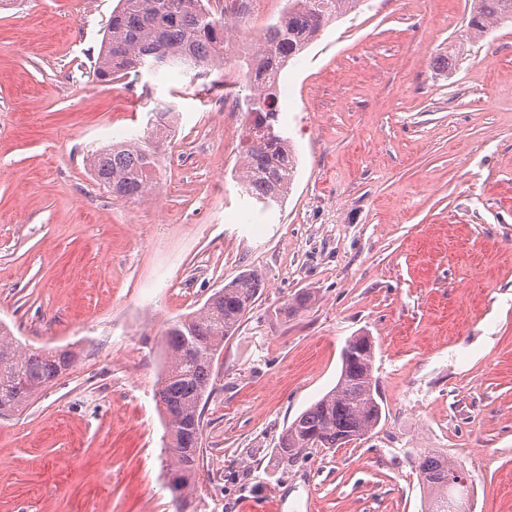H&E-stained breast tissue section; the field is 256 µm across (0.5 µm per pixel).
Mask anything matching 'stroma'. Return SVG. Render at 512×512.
I'll list each match as a JSON object with an SVG mask.
<instances>
[{
	"label": "stroma",
	"instance_id": "stroma-1",
	"mask_svg": "<svg viewBox=\"0 0 512 512\" xmlns=\"http://www.w3.org/2000/svg\"><path fill=\"white\" fill-rule=\"evenodd\" d=\"M118 0H0V322L69 371L0 419V512H175L154 389L164 329L245 271L266 286L214 363L199 512H421L412 458L446 451L472 512H512V26L470 0H367L279 79L297 154L280 207L240 195L243 86L94 75ZM178 125L153 188L118 199L88 158ZM311 304L289 319L294 294ZM372 337L385 415L290 464L285 429ZM467 23L470 38L480 39L496 25L512 24V0H471Z\"/></svg>",
	"mask_w": 512,
	"mask_h": 512
}]
</instances>
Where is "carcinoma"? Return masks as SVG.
I'll return each mask as SVG.
<instances>
[{
    "label": "carcinoma",
    "instance_id": "cac0c4a2",
    "mask_svg": "<svg viewBox=\"0 0 512 512\" xmlns=\"http://www.w3.org/2000/svg\"><path fill=\"white\" fill-rule=\"evenodd\" d=\"M210 0H119L102 40L95 73L110 82L145 69L153 74L209 72L224 64V52L238 18L208 9ZM363 0H288L287 7L260 34L245 59L251 88L247 100L250 135L241 148L238 176L242 193L270 207L288 193L297 161L288 137L278 129L279 77L288 60L305 50L332 22ZM467 33L485 36L496 25L512 24V0H472ZM163 110L153 113V136L95 151L92 177L112 196L134 199L152 188L151 173L164 146L160 134ZM265 287L261 274L244 272L214 292L196 312L169 322L156 398L165 418L171 460L168 486L181 512L192 507L202 447L200 404L213 386L215 359L224 339L234 335ZM312 295L302 291L276 312L288 318L308 307ZM374 342L370 336L350 338L336 387L301 413L285 430L275 449L280 461H293L311 448H337L368 436L382 419L378 379L374 375ZM71 350L36 352L24 349L0 325V417L10 416L68 371ZM416 470L431 494L427 512H448V498H461L468 486H448L460 471L448 456L425 452Z\"/></svg>",
    "mask_w": 512,
    "mask_h": 512
}]
</instances>
